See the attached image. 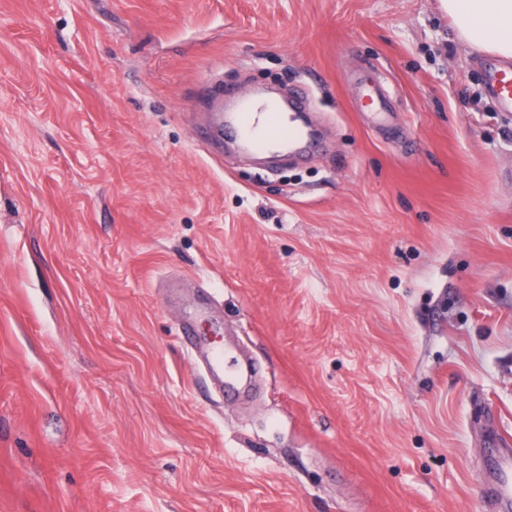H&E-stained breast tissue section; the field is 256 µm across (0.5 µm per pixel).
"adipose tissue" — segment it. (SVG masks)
<instances>
[{"label":"adipose tissue","instance_id":"ef3b65f1","mask_svg":"<svg viewBox=\"0 0 512 512\" xmlns=\"http://www.w3.org/2000/svg\"><path fill=\"white\" fill-rule=\"evenodd\" d=\"M440 6L463 44L512 58V0H440Z\"/></svg>","mask_w":512,"mask_h":512}]
</instances>
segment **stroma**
<instances>
[{
	"label": "stroma",
	"mask_w": 512,
	"mask_h": 512,
	"mask_svg": "<svg viewBox=\"0 0 512 512\" xmlns=\"http://www.w3.org/2000/svg\"><path fill=\"white\" fill-rule=\"evenodd\" d=\"M486 60L438 0H0V512H486L512 438ZM218 82L307 89L322 150L207 144ZM203 296L249 397L175 334ZM495 454L480 475V489L487 510L507 511L512 506V441L499 438Z\"/></svg>",
	"instance_id": "35a3bbf8"
}]
</instances>
